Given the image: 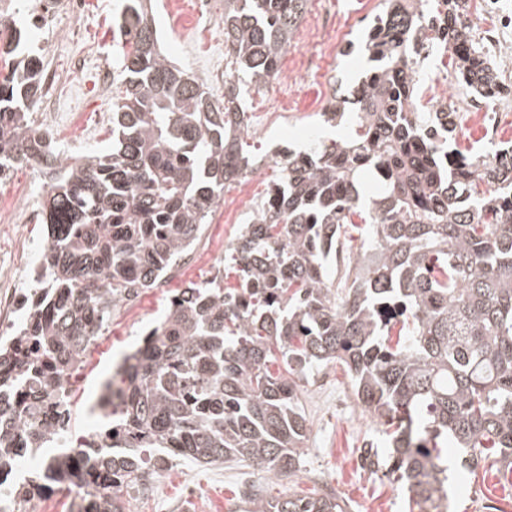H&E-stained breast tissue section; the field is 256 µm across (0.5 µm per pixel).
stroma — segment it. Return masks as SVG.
I'll list each match as a JSON object with an SVG mask.
<instances>
[{"label": "stroma", "instance_id": "1", "mask_svg": "<svg viewBox=\"0 0 512 512\" xmlns=\"http://www.w3.org/2000/svg\"><path fill=\"white\" fill-rule=\"evenodd\" d=\"M195 0H182L183 16L172 23L173 0H151L155 24L162 34V49L169 60L204 85L216 102L224 100L223 0L213 5L214 24L209 35L196 32ZM380 0H308L294 41L283 54L279 72L293 76L290 84L271 83L250 92L245 105L251 114L246 141L251 152L265 157L270 147L286 144L305 148L315 131L318 112L333 93L336 81L350 84L363 73L360 52L336 49V36L348 33L360 43L367 25L378 13ZM124 0H84L80 11L48 22L31 40L43 59L52 83L42 93L51 101L47 110L31 112L33 127L49 132L62 154L80 157L108 152L112 147L113 92L120 82L119 39L116 22ZM277 118L268 119V110ZM46 177L30 164L15 165L0 177V290H27L33 283L28 270L35 249L46 244L41 222H25L16 202L44 196ZM236 207H216L192 252L176 265L166 282L141 293L128 308L113 312L102 336L90 347L78 370L80 384L70 395L73 434L99 428L89 411L102 381L112 373V362L137 347L143 330L164 316L170 298L188 283L209 280L223 266L228 244L237 235ZM299 405L310 427L307 453L301 469L279 482L246 463L200 465L186 458L170 460L157 482L129 493L131 512H243L239 496L243 481H251L266 498L286 488L336 494L351 512H407V493L393 479L364 472L359 450L373 442L387 453L388 439L379 421L358 401L342 364L331 363L302 382ZM463 453L448 451V512H512V478L495 466L477 469L466 489L456 480L464 474Z\"/></svg>", "mask_w": 512, "mask_h": 512}]
</instances>
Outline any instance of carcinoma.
Listing matches in <instances>:
<instances>
[{
    "mask_svg": "<svg viewBox=\"0 0 512 512\" xmlns=\"http://www.w3.org/2000/svg\"><path fill=\"white\" fill-rule=\"evenodd\" d=\"M308 0H224V104L160 48L145 0L118 24L121 85L112 150L62 160L31 125L42 59L0 53V175L39 163L48 250L33 313L0 342V468L51 444L66 460L12 487L18 509L43 481L81 491L73 512H129L125 491L172 457L245 460L291 477L309 426L297 381L343 362L354 393L385 426L390 450L362 467L403 482L409 512H448V443L473 473L495 457L512 473V145L462 154L457 129L417 106L420 40L450 55L480 98L495 66L473 46L468 0H381L362 48L368 68L337 84L323 126L353 131L308 152L281 149L279 182L228 250L240 282L219 272L170 299L105 381L112 421L93 451L71 429L65 384L124 300L155 287L194 245L224 188L256 169L239 74L277 75ZM382 190L360 194L362 176ZM368 225L367 243L353 232ZM343 274L327 276L328 260ZM116 486L103 498L100 489ZM248 512H346L333 493L248 496Z\"/></svg>",
    "mask_w": 512,
    "mask_h": 512,
    "instance_id": "cac0c4a2",
    "label": "carcinoma"
}]
</instances>
